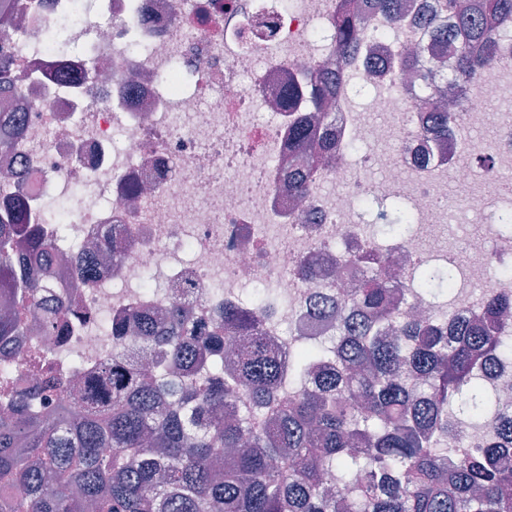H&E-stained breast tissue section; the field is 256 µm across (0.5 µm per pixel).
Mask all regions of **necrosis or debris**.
I'll list each match as a JSON object with an SVG mask.
<instances>
[{
    "label": "necrosis or debris",
    "mask_w": 512,
    "mask_h": 512,
    "mask_svg": "<svg viewBox=\"0 0 512 512\" xmlns=\"http://www.w3.org/2000/svg\"><path fill=\"white\" fill-rule=\"evenodd\" d=\"M344 0H9L24 26L0 35L18 94L10 109L23 123L10 152L0 153V194L8 168L24 169L35 213L80 189L62 225L84 243L106 224L127 233L119 256L101 253L92 284L71 290L78 330L55 346L89 371L112 352L103 320L148 298L164 314L172 290L197 288L193 312L208 313L207 292L264 283L281 296L266 328L278 342L297 334L327 341L332 325L302 318V297L332 288L335 273L305 279L299 260L343 245L385 258L403 285L421 268H457L458 285L512 295V231L470 236L456 253L432 227L454 211L449 185L480 188L466 198L465 223L495 224L512 212V191L499 173L512 168V112L489 114L487 103L512 91V49L459 96L448 140L434 142L401 81L382 88L361 58L340 61L331 24ZM269 20L271 35L254 30ZM365 28L381 49L427 42L405 21L381 13ZM428 55L442 56L427 42ZM341 70L343 90L330 106L339 153L321 165L304 199L283 190L288 178L291 113L275 102L308 70ZM370 85L366 105L354 102ZM494 124V139L479 136ZM371 153L353 156L355 145ZM343 185L340 193L332 185ZM399 199L415 216L412 235L384 243L365 234L373 223L363 199ZM505 275L487 280L490 265Z\"/></svg>",
    "instance_id": "1"
}]
</instances>
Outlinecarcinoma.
<instances>
[{"label":"carcinoma","instance_id":"obj_1","mask_svg":"<svg viewBox=\"0 0 512 512\" xmlns=\"http://www.w3.org/2000/svg\"><path fill=\"white\" fill-rule=\"evenodd\" d=\"M402 18L403 0H355L334 19L344 55L365 50L372 73L413 74L433 131L448 135L455 115L441 101L463 93L512 33V0H423L416 17L448 49L436 65L424 49L380 57L363 35L365 15ZM340 80L301 74L288 85V111L315 112ZM308 173L332 158L324 125L288 130ZM78 194L45 207L58 220ZM414 222L405 204L382 210L393 230ZM126 227L110 225L96 250L61 255V239L31 223L18 193L0 199V343L27 335L31 314L43 335L65 330V293L45 279L54 267L92 279L88 257L112 250ZM355 288L310 296L315 314L336 321L330 346L298 343L283 353L263 322L276 296L250 305L216 302L194 318L185 285L163 318L132 302L112 321V357L81 376L75 412L71 380L33 359L34 384L0 392V512H512V404L490 405L488 366L507 375L512 347L504 314L512 296L490 295L462 317L413 315V299L454 289V275L427 269L421 286L401 288L378 257L336 256ZM151 351L153 374L127 361L128 340ZM483 419L472 446L456 402Z\"/></svg>","mask_w":512,"mask_h":512}]
</instances>
